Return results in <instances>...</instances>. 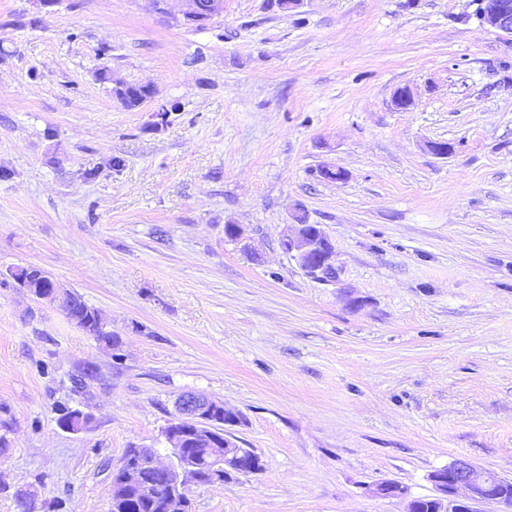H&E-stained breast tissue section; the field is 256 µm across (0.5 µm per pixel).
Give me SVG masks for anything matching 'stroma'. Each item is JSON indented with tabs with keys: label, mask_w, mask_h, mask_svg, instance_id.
Returning <instances> with one entry per match:
<instances>
[{
	"label": "stroma",
	"mask_w": 512,
	"mask_h": 512,
	"mask_svg": "<svg viewBox=\"0 0 512 512\" xmlns=\"http://www.w3.org/2000/svg\"><path fill=\"white\" fill-rule=\"evenodd\" d=\"M478 6L224 0L198 31L178 0H0V512H108L186 391L264 466L191 488L190 512H405L456 459L512 480V36ZM118 82L154 95L125 108ZM298 210L335 280L283 249ZM28 266L117 347L16 288ZM385 481L407 497L369 494Z\"/></svg>",
	"instance_id": "stroma-1"
}]
</instances>
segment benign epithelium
I'll return each instance as SVG.
<instances>
[{
  "mask_svg": "<svg viewBox=\"0 0 512 512\" xmlns=\"http://www.w3.org/2000/svg\"><path fill=\"white\" fill-rule=\"evenodd\" d=\"M185 8L181 20L188 25L205 26L209 19L224 10V0H182ZM484 25L494 32L512 35V0H482ZM417 88L403 86L394 93L393 107L408 110L416 104ZM283 248L297 260L300 267L313 278H331L335 274L334 253L331 245L320 233L300 224L282 242ZM213 400L195 392H185L177 399V417L162 432L169 461L161 460L154 448L146 449L151 457V467L160 475L158 485H144L138 456L122 459L117 471L120 480L112 481V500L117 501L132 489L153 495L161 493L166 512H189V491L193 486H206L202 469L187 442H209L216 438L217 424L210 418L207 408ZM215 465L212 466L211 483L224 481L227 473L254 474L257 472V454L242 448L236 440L224 435L221 448L212 449ZM430 481L435 494L430 496L433 512H478L476 505L498 503L512 509V480L478 470L466 460H456L432 472ZM380 497H404L407 490L394 482H383L372 489Z\"/></svg>",
  "mask_w": 512,
  "mask_h": 512,
  "instance_id": "7a95c632",
  "label": "benign epithelium"
}]
</instances>
